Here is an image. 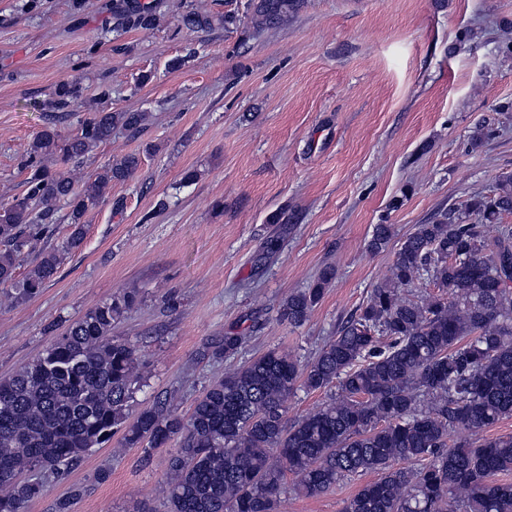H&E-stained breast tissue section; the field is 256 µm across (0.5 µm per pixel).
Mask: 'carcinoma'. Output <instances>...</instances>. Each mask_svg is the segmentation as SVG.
<instances>
[{
    "label": "carcinoma",
    "instance_id": "carcinoma-1",
    "mask_svg": "<svg viewBox=\"0 0 512 512\" xmlns=\"http://www.w3.org/2000/svg\"><path fill=\"white\" fill-rule=\"evenodd\" d=\"M305 0H246V26L238 14L188 10L182 25L204 31L280 26ZM156 6L115 5L118 26L149 30ZM144 112L96 110L73 135L53 127L38 132L23 159L25 191L0 215V285L16 303L37 296L80 247L85 217L112 184L131 179L140 158L129 154L89 174L81 186L51 159L66 164L88 157L121 128L137 134ZM70 208L71 232L42 249L17 276L24 254L55 232L58 203ZM469 210L477 223L443 214L418 224L401 243L389 277L373 288L337 335L303 365L270 350L224 373L180 414L161 400L129 415L137 350L112 336L135 306V288L111 296L72 322L44 351L0 378V512H27L49 476L62 477L122 433L123 448H173L166 476L167 512H278L287 492L316 497L341 479L374 472L343 512H512V435H478L512 416V228L490 240L481 230L512 212V174ZM391 236L375 225L368 247L378 252ZM334 271L292 293L281 315L305 322ZM442 292L422 301L402 296L424 277ZM244 337L226 334L213 356L232 357ZM336 386L314 411L287 422L288 400Z\"/></svg>",
    "mask_w": 512,
    "mask_h": 512
}]
</instances>
